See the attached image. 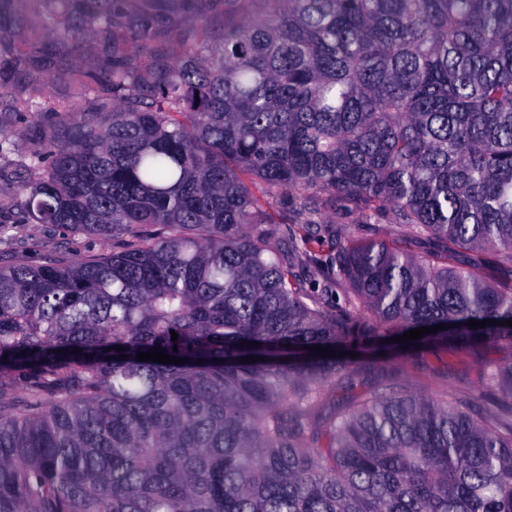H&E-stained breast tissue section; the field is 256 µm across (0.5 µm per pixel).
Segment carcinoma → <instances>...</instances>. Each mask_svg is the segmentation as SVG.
<instances>
[{
	"instance_id": "obj_1",
	"label": "carcinoma",
	"mask_w": 512,
	"mask_h": 512,
	"mask_svg": "<svg viewBox=\"0 0 512 512\" xmlns=\"http://www.w3.org/2000/svg\"><path fill=\"white\" fill-rule=\"evenodd\" d=\"M48 2L116 108L0 119V154L39 145L0 212L123 245L0 265V512H512V363L497 429L401 388L319 425L350 369L310 349L512 338V284L448 264L512 268V0H269L143 96L119 0ZM26 61L0 25V95ZM336 205L404 244L343 243ZM158 347L187 362L136 360ZM473 263L480 264L483 273L491 281L502 285L510 283L511 273L509 269L499 266L496 257L492 254L483 255L476 252L461 251L455 265L465 267Z\"/></svg>"
}]
</instances>
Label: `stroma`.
Wrapping results in <instances>:
<instances>
[{"label":"stroma","instance_id":"stroma-1","mask_svg":"<svg viewBox=\"0 0 512 512\" xmlns=\"http://www.w3.org/2000/svg\"><path fill=\"white\" fill-rule=\"evenodd\" d=\"M154 2L156 11L145 42L147 63L156 67L175 64L199 43L216 49L224 41L227 28L257 23L269 15L268 0H191L188 7L178 8L175 0H124L123 14L115 31V41L123 51L135 46L134 32L141 22L139 11L146 2ZM35 5L15 7L4 16L7 24L20 34L26 49L51 47L49 63L35 65L21 76V90L14 96L0 97V115L16 116L28 110L84 111L95 105L96 95L83 90L87 72L98 68L102 53L93 38L73 40L64 34L50 36L40 20ZM324 217L332 224L346 225V240L359 243L382 233L388 242L403 239L401 228L385 219L365 224L356 215L326 209ZM64 229L49 224H13L0 239V259L16 264L37 265L57 252L67 241ZM512 361V340L501 339L473 350L452 345H401L394 343L384 352H358L353 359L357 382L352 386L330 387L323 413L361 401L373 390L403 387L411 391L440 397L458 393L477 408L496 411L502 399L497 386L483 376L488 364Z\"/></svg>","mask_w":512,"mask_h":512}]
</instances>
